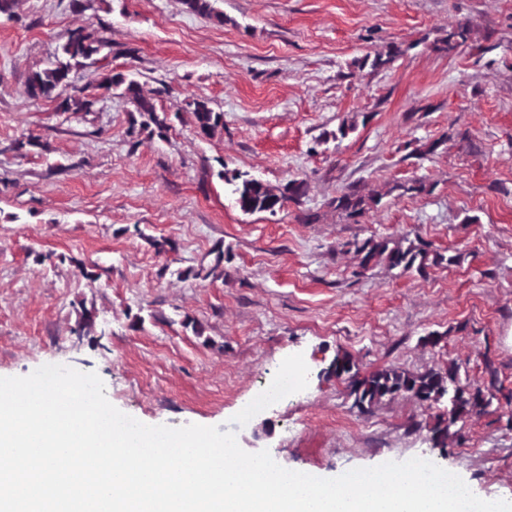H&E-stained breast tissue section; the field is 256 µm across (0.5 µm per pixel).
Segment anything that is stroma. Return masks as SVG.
Wrapping results in <instances>:
<instances>
[{"label": "stroma", "mask_w": 512, "mask_h": 512, "mask_svg": "<svg viewBox=\"0 0 512 512\" xmlns=\"http://www.w3.org/2000/svg\"><path fill=\"white\" fill-rule=\"evenodd\" d=\"M82 2L21 0L18 18L0 16V377L61 364L97 373L144 424L232 430L290 469L419 457L512 500V0H220V26L181 0ZM454 21L472 25L469 45L433 52ZM89 24L110 68L175 113L165 137L131 140L134 107L117 95L89 113L29 97L28 72ZM392 43L405 52L389 68L361 66ZM196 98L224 115L214 137L194 131ZM345 119L355 131L332 139ZM25 134L39 146L14 149ZM414 139L442 145L419 158ZM223 167L308 192L246 214ZM413 178L426 193L394 191ZM351 186L384 194L356 224L328 205ZM370 237L419 239L449 261L360 274L346 245ZM86 308L95 327L79 336ZM339 351L364 372L454 361L494 399L442 450L429 429L445 404L361 413L325 372ZM291 369L297 386L269 399Z\"/></svg>", "instance_id": "35a3bbf8"}]
</instances>
